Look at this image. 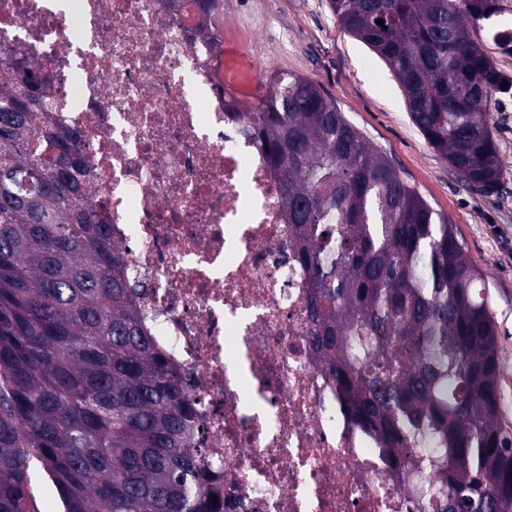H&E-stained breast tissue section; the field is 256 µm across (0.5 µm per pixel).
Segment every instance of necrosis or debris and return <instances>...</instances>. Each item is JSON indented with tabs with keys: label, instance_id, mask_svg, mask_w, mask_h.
I'll return each instance as SVG.
<instances>
[{
	"label": "necrosis or debris",
	"instance_id": "obj_1",
	"mask_svg": "<svg viewBox=\"0 0 512 512\" xmlns=\"http://www.w3.org/2000/svg\"><path fill=\"white\" fill-rule=\"evenodd\" d=\"M0 0V55L37 72L53 129L79 132L113 244L195 402L214 512H411L309 345L307 274L283 186L224 90L243 47L198 35L195 0Z\"/></svg>",
	"mask_w": 512,
	"mask_h": 512
}]
</instances>
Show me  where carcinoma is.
Segmentation results:
<instances>
[{"instance_id": "cac0c4a2", "label": "carcinoma", "mask_w": 512, "mask_h": 512, "mask_svg": "<svg viewBox=\"0 0 512 512\" xmlns=\"http://www.w3.org/2000/svg\"><path fill=\"white\" fill-rule=\"evenodd\" d=\"M223 5L208 0L202 28ZM331 6L458 180L496 193L486 112L512 99V76L481 32L512 53L508 0ZM0 74V512H31L34 460L63 512H210L192 402L86 195L81 135L44 125L12 60ZM227 115L282 182L310 342L348 420L390 469L409 465L417 512H512L496 321L453 225L302 76L274 74L258 104Z\"/></svg>"}]
</instances>
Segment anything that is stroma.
I'll return each instance as SVG.
<instances>
[{
	"label": "stroma",
	"instance_id": "35a3bbf8",
	"mask_svg": "<svg viewBox=\"0 0 512 512\" xmlns=\"http://www.w3.org/2000/svg\"><path fill=\"white\" fill-rule=\"evenodd\" d=\"M217 22L225 39L250 42L252 57L264 69L251 96H262L276 72L318 83L419 196L454 224L482 273L497 322L502 423L512 431V109L491 115L503 176L498 193L488 197L462 185L429 147L396 78L372 49L339 26L330 0H224Z\"/></svg>",
	"mask_w": 512,
	"mask_h": 512
}]
</instances>
